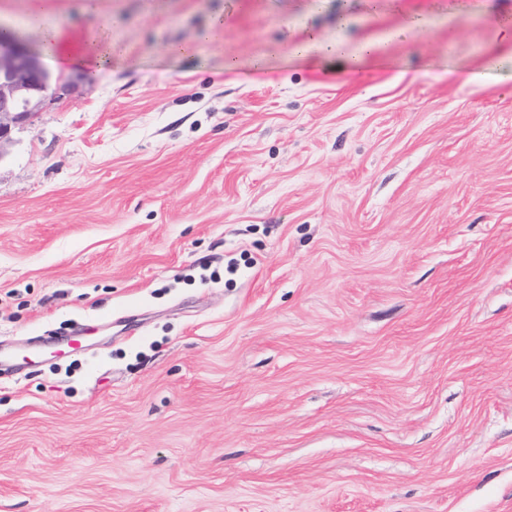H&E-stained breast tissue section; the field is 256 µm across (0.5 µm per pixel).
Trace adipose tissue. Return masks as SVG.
Segmentation results:
<instances>
[{"label": "adipose tissue", "instance_id": "adipose-tissue-1", "mask_svg": "<svg viewBox=\"0 0 512 512\" xmlns=\"http://www.w3.org/2000/svg\"><path fill=\"white\" fill-rule=\"evenodd\" d=\"M41 50L58 67L82 65L96 72L107 70L114 53L111 44L85 42L48 23L42 27Z\"/></svg>", "mask_w": 512, "mask_h": 512}]
</instances>
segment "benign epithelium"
Here are the masks:
<instances>
[{"label":"benign epithelium","instance_id":"7a95c632","mask_svg":"<svg viewBox=\"0 0 512 512\" xmlns=\"http://www.w3.org/2000/svg\"><path fill=\"white\" fill-rule=\"evenodd\" d=\"M52 85V75L21 37L0 44V157L12 127L42 110Z\"/></svg>","mask_w":512,"mask_h":512}]
</instances>
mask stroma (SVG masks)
Listing matches in <instances>:
<instances>
[{"label":"stroma","instance_id":"1","mask_svg":"<svg viewBox=\"0 0 512 512\" xmlns=\"http://www.w3.org/2000/svg\"><path fill=\"white\" fill-rule=\"evenodd\" d=\"M0 19L119 49L0 150V512H512V0Z\"/></svg>","mask_w":512,"mask_h":512}]
</instances>
